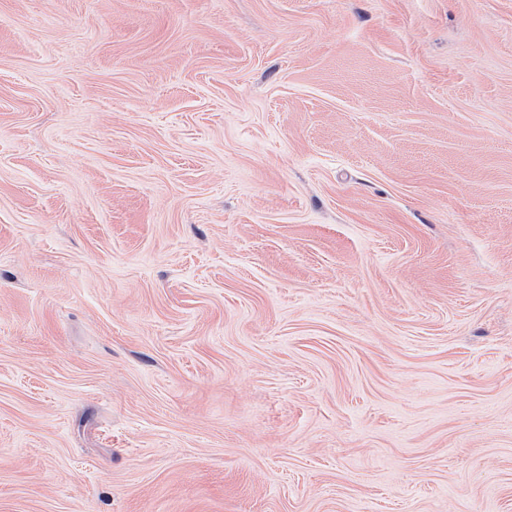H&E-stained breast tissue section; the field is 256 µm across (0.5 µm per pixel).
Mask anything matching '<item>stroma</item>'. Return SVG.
<instances>
[{
    "label": "stroma",
    "mask_w": 512,
    "mask_h": 512,
    "mask_svg": "<svg viewBox=\"0 0 512 512\" xmlns=\"http://www.w3.org/2000/svg\"><path fill=\"white\" fill-rule=\"evenodd\" d=\"M0 512H512V0H0Z\"/></svg>",
    "instance_id": "1"
}]
</instances>
